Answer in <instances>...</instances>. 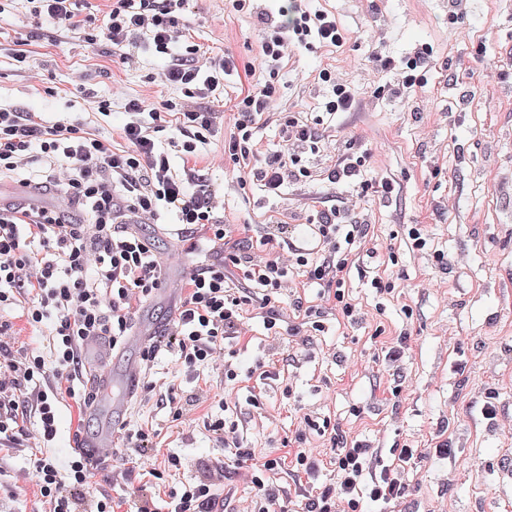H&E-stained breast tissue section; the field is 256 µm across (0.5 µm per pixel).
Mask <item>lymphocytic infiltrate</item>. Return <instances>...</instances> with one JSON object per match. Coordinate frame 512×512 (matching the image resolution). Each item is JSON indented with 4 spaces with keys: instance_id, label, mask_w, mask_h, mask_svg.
Wrapping results in <instances>:
<instances>
[{
    "instance_id": "lymphocytic-infiltrate-1",
    "label": "lymphocytic infiltrate",
    "mask_w": 512,
    "mask_h": 512,
    "mask_svg": "<svg viewBox=\"0 0 512 512\" xmlns=\"http://www.w3.org/2000/svg\"><path fill=\"white\" fill-rule=\"evenodd\" d=\"M31 17L54 21L62 30L81 33L87 18L86 0H23ZM191 0H110L98 27L101 38L122 49L143 43L169 56L167 83L186 89L189 96L206 98L224 77L238 70L231 54L202 56L198 45H182L181 21ZM319 43L338 47L344 30L334 14L294 4L280 21L265 20L261 43L264 85L241 90L235 104L234 130L224 141V155L239 167V186L258 183L270 197L280 196L286 184L309 177L308 158L320 154L326 129L281 112L277 122L283 147L259 152L254 131L264 121L276 93L273 83L292 49ZM384 70H399L401 79L390 89L392 99H404L432 64V51L422 46L413 56L395 60L374 55ZM130 115L122 130L124 148L110 138L85 130L82 124L39 122L29 112L0 107V176L18 174L39 161L38 175L64 188L65 196L84 207L88 223L66 222L57 208L24 209L0 206V308L22 305L26 325L49 327L48 353L26 346L12 325L0 322V441L14 442L28 417H36L33 439L48 446L57 434L59 396L64 384L83 373L80 358L85 342L107 338L113 347L125 344L135 305L162 286L161 267L150 243L126 222L127 216L157 219L174 214L178 234L190 237L204 230L210 249L193 267L185 294L167 331L147 339L141 364L150 366L160 351L177 356L181 373L193 375L212 368L233 381L239 369L228 344L245 336L248 310L257 311L268 335H298L302 328L324 330L328 316L352 320L356 307L345 293L349 257L369 233L360 198L391 199V181L367 177L365 158L348 152L325 171L329 183L352 185L354 197L342 205L317 212L311 224L318 241L316 253L286 244L272 233L253 235L252 225L226 224L216 215V193L207 178L190 169L173 170L167 153L155 142L156 133L172 127L185 157L192 158L207 144L217 115L188 103L164 101L162 109L147 108L139 99L127 103ZM301 274L319 287L318 304H308L294 291L293 276ZM205 428L224 445L235 461L233 470L214 466L183 490L170 491L165 508H158L147 485L134 487L136 512H218L217 490L229 474H247L258 489V512H276L279 495L268 475L285 468L309 475L318 461L309 450L288 455L257 456L226 416H211ZM157 433L137 429L128 433L125 458L159 481L167 469L180 466L178 455L153 461ZM336 485L312 488L303 512H361L363 501L386 505L404 497L406 486L398 468L386 466L370 473L373 449L331 434ZM31 479L46 512H113L111 497L99 492L83 457L67 463L43 452L33 461Z\"/></svg>"
}]
</instances>
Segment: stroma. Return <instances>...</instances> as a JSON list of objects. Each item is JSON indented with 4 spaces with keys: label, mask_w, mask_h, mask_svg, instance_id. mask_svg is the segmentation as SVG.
<instances>
[{
    "label": "stroma",
    "mask_w": 512,
    "mask_h": 512,
    "mask_svg": "<svg viewBox=\"0 0 512 512\" xmlns=\"http://www.w3.org/2000/svg\"><path fill=\"white\" fill-rule=\"evenodd\" d=\"M335 13L342 47H303L283 64L275 80L277 112L319 116L321 69L338 70L355 86L360 102L339 114L328 129L336 153L347 147L366 152L370 175L391 180V201L366 197L360 207L372 219L369 235L352 255L345 291L359 315L348 324L327 320L324 331L286 337L274 349L261 323L250 320L244 340L234 344L241 374L276 360L278 374L264 380L261 407L238 393L236 422L257 453L281 448L303 435L319 469L295 480L288 471L272 475L284 512H300L305 489L332 484L331 445L316 426L336 424L343 437L374 448L371 470L392 464L394 449L416 448L420 456L404 472L403 499L386 512H512V485L501 471L512 465V0H471L466 14L450 19L448 0H315ZM287 0H254L252 12L234 11L230 0H194L186 17L190 43L211 55L232 53L249 73L225 78L215 97L194 106L223 119L200 149L196 167L208 178L228 224H254L259 232L284 224L298 244L308 242L307 218L348 196V185H331L320 170L266 197L258 185L239 188L225 172L224 138L235 122L240 89L260 86L262 39L257 13H278ZM22 37L31 50L28 70L0 54V106L31 112L44 123L79 119L91 131L119 139L128 120L125 105L140 99L185 100L184 89L163 81L170 59L147 47L122 57L105 40L90 45L49 21L34 22L20 0L0 13V42ZM433 49V64L414 86L408 106L376 96L392 84L394 72L375 68L373 52L400 59L421 44ZM503 78L488 82V68ZM110 103L94 114V100ZM176 218L162 214L141 225L163 262V286L137 306L132 322L164 332L182 296L198 253H190L172 232ZM422 225L426 253L408 243L409 225ZM443 251L446 265L433 253ZM394 289L371 288L374 276ZM176 356L161 352L146 376L175 382L183 393L209 389L212 413H219L224 376L218 371L192 379L176 371ZM312 428H304V421ZM102 418L79 417L73 399L58 410V434L51 450L59 460L74 456L79 433L94 434ZM124 429L112 437L124 448L125 429L151 427L160 455L180 456V470L156 489L169 490L201 477L206 467L228 459L203 424L179 427L158 395L137 389L124 415ZM34 449L0 451V512H39L36 488L25 477Z\"/></svg>",
    "instance_id": "35a3bbf8"
}]
</instances>
